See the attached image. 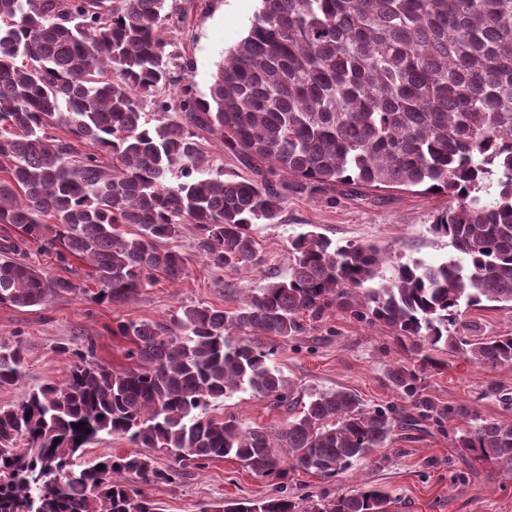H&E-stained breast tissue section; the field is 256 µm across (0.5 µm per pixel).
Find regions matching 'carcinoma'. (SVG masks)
<instances>
[{
  "mask_svg": "<svg viewBox=\"0 0 512 512\" xmlns=\"http://www.w3.org/2000/svg\"><path fill=\"white\" fill-rule=\"evenodd\" d=\"M178 10L167 0H0V224L21 231L0 238V304L63 294L116 304L160 276L176 282L184 258L159 243L184 224L195 225L211 268L254 264L252 227L279 223L287 186L437 188L450 204L431 230L460 258L391 265L374 244L338 246L308 230L288 240V272L236 307L184 306L174 318L182 337L164 323H117L131 367L61 347L76 358L63 381L0 407V512H161L133 481L175 483L226 457L263 478L296 469L336 478L390 446L396 429L427 421L464 422L455 447L512 473V425L444 405L423 385L440 367L428 354L440 343L482 367L512 365L511 333L458 335L463 314L485 302L512 310V0H260L207 99L188 89L155 96L175 82L163 33ZM146 96L181 121L146 122ZM198 130L253 176H204ZM491 180L499 193L484 201ZM125 224L138 234L126 237ZM28 245L62 263L86 261L97 288L45 275L20 258ZM335 308L410 342L411 361L386 374L409 413L370 408L343 388L291 397L262 339L303 336ZM24 362L19 343L0 340L1 388ZM247 391L288 418L270 431L207 416L212 403ZM103 434L137 450L82 462V448ZM143 448L171 464L158 468ZM388 504L385 491L363 486L304 512ZM222 512L298 505L281 486Z\"/></svg>",
  "mask_w": 512,
  "mask_h": 512,
  "instance_id": "1",
  "label": "carcinoma"
}]
</instances>
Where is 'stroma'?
Listing matches in <instances>:
<instances>
[{"label":"stroma","instance_id":"35a3bbf8","mask_svg":"<svg viewBox=\"0 0 512 512\" xmlns=\"http://www.w3.org/2000/svg\"><path fill=\"white\" fill-rule=\"evenodd\" d=\"M183 17L169 21L164 32L184 69L177 77L194 96L208 97L212 75L225 52L246 33L259 0H176ZM448 198L442 194L400 189L367 190L330 197L323 192L285 190L281 221L254 228L258 264L232 271L212 270L197 248V231L184 225L166 241L181 252L187 273L180 282L160 281L122 304H95L68 294L46 304L16 308L0 304V339L17 341L26 354L21 379L0 388V407L21 402L44 383L65 379L73 350L91 352L95 361L115 369L129 367V341L116 335L121 321L171 323L183 306L203 303L218 308L236 306L246 289L287 273L288 240L313 230L340 245L373 243L387 248L397 262L436 264L454 259L447 239L435 236L430 225ZM471 336L512 333V311L484 307L465 317ZM273 365L295 397L310 388H347L368 407L398 404L385 386L392 366L408 361L410 353L391 329L358 321L346 309L332 311L305 335L268 343ZM439 370L424 376L428 393L444 404H474L480 416L512 424V366L481 368L464 356L437 348ZM210 417L235 416L242 427H274L287 410L271 399L251 393L212 403ZM382 463H365L336 479L296 470L286 479L261 478L231 458L215 460L192 471L176 484H148L145 493L161 512H218L228 500H262L286 486L295 499H318L370 485L389 492V512H512V475L492 465L460 456L448 427L425 425L397 432Z\"/></svg>","mask_w":512,"mask_h":512}]
</instances>
